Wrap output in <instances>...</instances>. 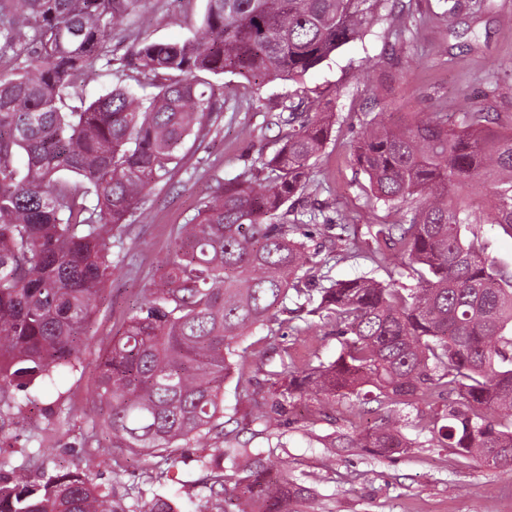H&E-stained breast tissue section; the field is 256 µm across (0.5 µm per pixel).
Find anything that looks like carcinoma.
I'll return each mask as SVG.
<instances>
[{
	"mask_svg": "<svg viewBox=\"0 0 512 512\" xmlns=\"http://www.w3.org/2000/svg\"><path fill=\"white\" fill-rule=\"evenodd\" d=\"M148 0H0V418L29 402L14 390L58 367L75 368L94 302L118 262L112 232L132 224L142 199L177 163L187 137L205 136L215 106L207 76L232 73L260 85L320 66L382 18L387 0H207L202 34L181 43L135 38L112 58L109 31ZM99 60L138 86L119 85L69 106ZM373 117L354 161L374 204L400 214L365 242L371 260L415 281L412 288L365 276L324 285L320 253L295 235L296 197L336 123L332 101L282 105L281 146L261 167L224 183L182 225L160 282L100 355L93 391L103 434L74 469L38 481L0 459V512H179L170 498L139 490L130 505L96 484V458L115 451L175 466V448L213 445L203 463L211 505L199 512H304L313 490L273 467L292 399L311 395L351 407L372 402L383 423L358 444L385 455L409 447L400 406L429 408L415 427L463 458L512 468V268L487 254L477 224L512 231V132L471 111ZM288 116H283V113ZM487 183L483 220L462 189ZM467 229V238L462 230ZM308 311L336 329L330 363L298 367L288 349L272 369L241 371L237 340L288 312ZM266 385L250 437L225 430L224 385ZM262 438L267 447H254ZM235 473L228 485L226 469Z\"/></svg>",
	"mask_w": 512,
	"mask_h": 512,
	"instance_id": "carcinoma-1",
	"label": "carcinoma"
}]
</instances>
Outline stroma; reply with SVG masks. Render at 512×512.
Wrapping results in <instances>:
<instances>
[{
  "instance_id": "stroma-1",
  "label": "stroma",
  "mask_w": 512,
  "mask_h": 512,
  "mask_svg": "<svg viewBox=\"0 0 512 512\" xmlns=\"http://www.w3.org/2000/svg\"><path fill=\"white\" fill-rule=\"evenodd\" d=\"M448 13L446 0H403L402 23L384 19L361 39L352 41L319 67L294 81L275 80L255 85L242 77H212V94L221 114L204 141L187 138L179 165L153 187L141 209L146 220L135 221L123 233L116 253L126 260L115 271L89 328L88 348L76 368H61L52 379L28 383L23 397L35 401L37 412L7 420L0 433L16 436L11 448L15 465L30 470L56 462H79L83 443L96 412L92 392L99 357L135 307L145 285L159 282L176 228L193 218L202 202L217 195L259 157L280 146L275 123L282 101L311 97L333 101L337 120L330 141L314 165L300 207L314 201L335 203L345 216L329 234L337 243L332 253H321V272L333 280L367 274L388 280L390 271L367 258L360 246L375 224L398 220L397 212L371 208L368 179L354 165L351 146L367 119L365 90L383 84L378 111L389 124L403 112H431L436 107L454 111L456 125L462 114L454 110L461 94H469L482 111L490 113L498 130L512 129V100L489 96L495 78L512 80V0H456ZM206 0H148L136 13L117 22L109 42L123 54L135 37L180 42L199 34ZM402 63L382 69L390 49ZM286 346L298 361L335 360L341 345L319 318L290 320L248 332L241 340L245 370L259 363L275 365L277 349ZM62 405L64 412L43 417L42 409ZM420 404L405 407L410 423L403 432L410 448L390 457H374L361 448L324 447L310 441L304 421L316 415V434L359 432L345 421L341 405L327 408L306 396L295 401L288 415V460L293 475L315 490L313 512H512V470L493 468L476 459L460 457L454 449L430 444L412 425ZM199 448H180L177 464L157 491L173 500L182 512H198L209 499ZM143 461H128L118 469L110 457L97 460V482L119 497L136 495L142 485Z\"/></svg>"
}]
</instances>
